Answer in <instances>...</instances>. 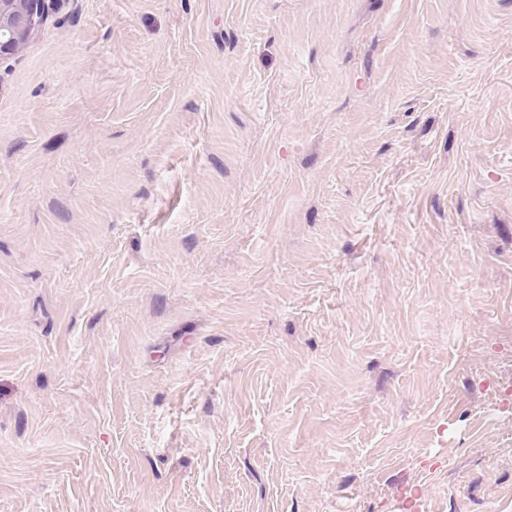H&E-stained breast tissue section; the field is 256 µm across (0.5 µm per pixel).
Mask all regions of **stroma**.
Listing matches in <instances>:
<instances>
[{
  "label": "stroma",
  "mask_w": 512,
  "mask_h": 512,
  "mask_svg": "<svg viewBox=\"0 0 512 512\" xmlns=\"http://www.w3.org/2000/svg\"><path fill=\"white\" fill-rule=\"evenodd\" d=\"M0 512H512V0H46Z\"/></svg>",
  "instance_id": "1"
}]
</instances>
